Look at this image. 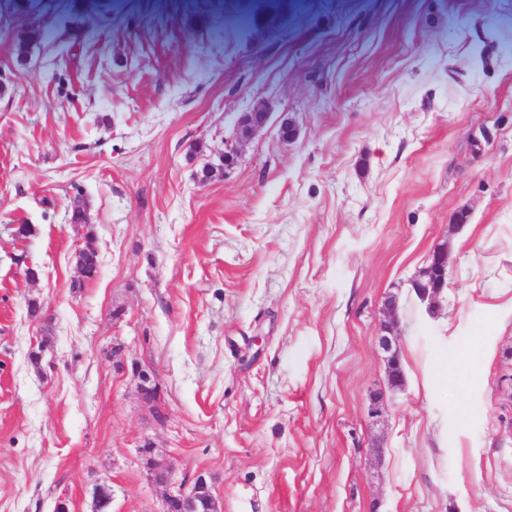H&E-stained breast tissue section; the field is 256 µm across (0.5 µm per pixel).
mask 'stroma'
<instances>
[{"instance_id": "35a3bbf8", "label": "stroma", "mask_w": 512, "mask_h": 512, "mask_svg": "<svg viewBox=\"0 0 512 512\" xmlns=\"http://www.w3.org/2000/svg\"><path fill=\"white\" fill-rule=\"evenodd\" d=\"M58 2L0 39V512H164L147 441L221 512H512V0ZM7 9L14 15L29 16L27 29L14 31L9 34L7 29H0V38L11 37L14 45L16 60L22 62L37 43H42L47 35V25L44 22L45 12H36L35 0H6ZM268 112H262L260 110H255L253 112H245L243 113L238 121H237V140L235 144H225L224 150V166H229L233 163L236 155H237V142L241 141L243 138H248L251 136L256 130L263 127L267 118ZM448 243L438 244L429 254L424 265L410 278L409 284L417 299L429 311L438 308L448 288L449 269ZM387 319L380 323L376 343L386 363V385L391 390L400 389L403 385V373L400 365V348L398 345V300L390 296L385 301ZM135 373L139 380L137 388L141 400L152 407L154 415H164L159 409L163 392L157 376L142 367H135Z\"/></svg>"}]
</instances>
